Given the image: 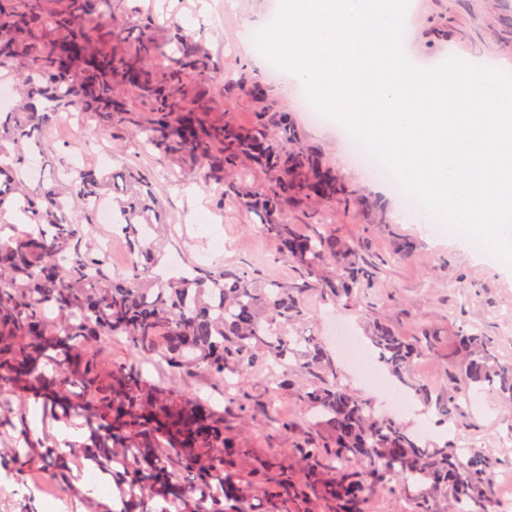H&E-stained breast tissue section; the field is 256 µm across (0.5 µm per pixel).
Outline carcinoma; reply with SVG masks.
<instances>
[{"label":"carcinoma","instance_id":"obj_1","mask_svg":"<svg viewBox=\"0 0 512 512\" xmlns=\"http://www.w3.org/2000/svg\"><path fill=\"white\" fill-rule=\"evenodd\" d=\"M124 0H62L49 10L45 0H0V69L15 73L19 96L0 112V426L13 423L10 395L15 390L42 400L46 419L80 414L96 464L112 469L119 512H226L240 502L243 478L224 467V430L207 407L182 405L144 393V363L195 369L224 376L256 368L287 384L303 381L299 396L323 418L327 439L301 448L308 474L335 463L336 480L321 486L342 512H363L376 485L404 487L415 512H431L432 498L443 496L451 512H501L493 485V462L481 449L464 454L448 443L430 444L338 381L336 363L318 337L304 332L305 296L316 291L333 300H354L371 287L376 265L364 244L314 232L305 235L281 219L290 200L317 199L328 207L351 208L362 200L318 156L286 142L295 138L288 113L270 104L255 113L249 127L226 124L209 133L198 113L208 99L187 104L179 82L210 68V60L191 37H173L176 66L165 83L155 84L138 69L137 59L153 55L157 44L144 35L135 59L122 61L92 49L87 23L97 20L112 34V13ZM131 83L154 112L147 142L177 157L194 178L206 180L221 163L235 166L250 156L270 175L271 186L249 192L235 182L216 191L224 205L234 200L260 218L261 231L280 255L295 263L299 277L283 285L259 283L226 266H194L178 277L153 272L155 260L141 225L162 223L160 204L141 184L117 203L121 232L129 250L125 272L111 275L107 256L86 247L93 203L105 190L116 193L115 177L92 166L70 172L54 167L49 183L36 190L26 182V154L42 146L46 132L63 112H83L110 127L127 111L114 88L115 76ZM266 96L264 87L244 78L224 83V94ZM84 210L85 221L70 218ZM294 333L280 332L283 325ZM123 336L131 361L108 367L102 342ZM443 330L404 336L386 322L373 324L370 346L384 369L425 406L447 421L467 414L477 390L512 403V363L494 355L491 340L461 328L455 336L456 370L448 399L414 377L412 366L443 344ZM80 385L73 394L67 382ZM26 448L7 450L0 465H14L16 477L34 468L56 467L59 449L32 441L20 418ZM190 468L196 486L187 487L175 471ZM262 497L272 512H289V498L306 502L288 473L268 481Z\"/></svg>","mask_w":512,"mask_h":512}]
</instances>
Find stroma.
<instances>
[{
	"mask_svg": "<svg viewBox=\"0 0 512 512\" xmlns=\"http://www.w3.org/2000/svg\"><path fill=\"white\" fill-rule=\"evenodd\" d=\"M270 2L130 0V10L114 17L116 34L102 33L94 22L91 35L97 49L125 58L135 49L141 20L150 18L159 51L143 59L142 66L161 80L173 67L169 41L174 29L190 34L212 67L206 76L184 79L180 94L190 101L207 95L210 109L201 115L204 126L251 125L260 108L258 100L246 94L225 99L224 83L239 77L262 82L289 113L298 146L316 152L324 166L364 198L362 206L327 213L321 230L348 242L370 241L380 272L373 287L352 302L311 293L306 299L309 333L325 337L324 319L329 313L335 314L337 324H350L364 347L377 317L405 336L442 327L446 341L440 352L418 359L413 366L415 377L441 398L448 395L452 340L459 328L481 331L490 338L498 359L512 362V267L447 228L431 234L425 225L403 218L401 199L369 180L352 159L335 121L321 125L310 121L298 104L299 85L274 74L244 37L247 21L271 18ZM406 17L403 45L410 61L421 67L436 66L453 55L482 65L512 57V37L500 34L504 19H512V0H410ZM117 88L129 109L124 122L103 128L86 115L57 124L46 134L42 151L32 156V165L44 169L66 159L106 172H131L151 185L164 221L152 235L156 273L171 277L194 265L220 263L258 274L264 282L297 277L296 265L279 256L275 243L260 232L253 212L232 203L217 205L216 181L182 177L174 158L160 149L142 147L152 118L149 104L127 84L118 83ZM404 239L416 245L407 260L396 255V245ZM325 347L342 384L374 403L396 400L401 388L391 377L381 376L376 385L355 381L335 342L327 340ZM142 382L170 399L208 404L224 426L228 469L247 475L253 486H264L281 471L298 477L304 486L312 479L300 449L324 440L326 433L296 389L278 387L268 374L249 373L239 378L238 400L231 405L223 382L200 372L163 365L149 369ZM397 418L412 431H425L434 443L456 446L464 439L476 443L497 463L495 490L512 497V404L483 392L472 394L465 419L451 427L435 409L415 400ZM61 482L49 472H33L24 480L25 490L19 491L0 469V512H55L51 495Z\"/></svg>",
	"mask_w": 512,
	"mask_h": 512,
	"instance_id": "35a3bbf8",
	"label": "stroma"
}]
</instances>
